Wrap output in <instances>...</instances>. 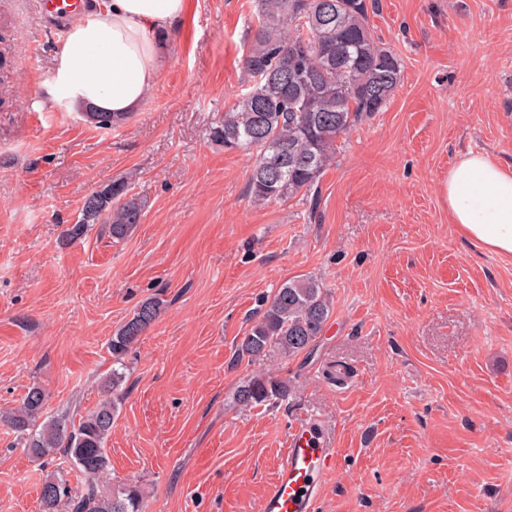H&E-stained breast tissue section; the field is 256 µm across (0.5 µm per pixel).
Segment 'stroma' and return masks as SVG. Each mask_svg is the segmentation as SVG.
Wrapping results in <instances>:
<instances>
[{
	"mask_svg": "<svg viewBox=\"0 0 512 512\" xmlns=\"http://www.w3.org/2000/svg\"><path fill=\"white\" fill-rule=\"evenodd\" d=\"M30 3L0 0V411L34 384L47 414L93 409L112 336L156 297L107 441L111 486H140L144 512H262L303 419L336 438L316 512H512V255L464 238L441 192L465 151L512 166V0H379L400 85L338 141L312 210L255 203L253 156L211 136L246 91L255 0H189L155 89L110 129L51 101L61 40ZM119 179L144 203L132 235L63 244ZM304 275L331 300L315 345L237 361L263 299ZM254 378L287 398L238 404ZM57 471L83 490L0 422V512H41Z\"/></svg>",
	"mask_w": 512,
	"mask_h": 512,
	"instance_id": "1",
	"label": "stroma"
}]
</instances>
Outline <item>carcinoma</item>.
Returning <instances> with one entry per match:
<instances>
[{"instance_id":"1","label":"carcinoma","mask_w":512,"mask_h":512,"mask_svg":"<svg viewBox=\"0 0 512 512\" xmlns=\"http://www.w3.org/2000/svg\"><path fill=\"white\" fill-rule=\"evenodd\" d=\"M325 6V0H257L253 36L243 58L248 91L213 129L225 149L256 153L248 183L258 203L308 199L332 163L337 141L381 111L400 84L401 61L375 40L367 0H335L332 17ZM86 118L102 129L127 120L92 109ZM81 214L66 230V240L75 241L85 225L102 222L109 225L112 239L122 241L142 223L143 205L127 182L114 181L87 195ZM161 312L162 302L148 299L117 330L109 344L115 363H122ZM330 314L328 293L318 280L285 282L242 337L237 357L252 361L272 349L300 355L322 335ZM122 382L123 373L112 370L101 382L102 399L77 421L61 413L35 428L47 402L38 385L3 416L31 455L49 459L62 453L88 480L81 493L73 494L65 480L50 475L40 492L43 512H59L62 506L70 512H143L140 487L115 491L100 481L109 466L106 443L117 412L112 395ZM287 392L282 381L256 378L240 387L236 399L254 406Z\"/></svg>"}]
</instances>
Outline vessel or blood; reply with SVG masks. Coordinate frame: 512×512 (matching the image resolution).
<instances>
[{"label":"vessel or blood","mask_w":512,"mask_h":512,"mask_svg":"<svg viewBox=\"0 0 512 512\" xmlns=\"http://www.w3.org/2000/svg\"><path fill=\"white\" fill-rule=\"evenodd\" d=\"M83 3L84 0H36L35 7L49 31L57 36ZM335 460V440L330 431L306 419L292 425L263 512H316L325 478Z\"/></svg>","instance_id":"b4317fda"}]
</instances>
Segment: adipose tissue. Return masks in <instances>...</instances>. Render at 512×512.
I'll list each match as a JSON object with an SVG mask.
<instances>
[{
	"label": "adipose tissue",
	"mask_w": 512,
	"mask_h": 512,
	"mask_svg": "<svg viewBox=\"0 0 512 512\" xmlns=\"http://www.w3.org/2000/svg\"><path fill=\"white\" fill-rule=\"evenodd\" d=\"M187 10L188 0H98L71 21L55 52V100L115 116L136 111L156 86L168 35ZM441 191L465 237L512 255V167L463 153Z\"/></svg>",
	"instance_id": "1"
}]
</instances>
